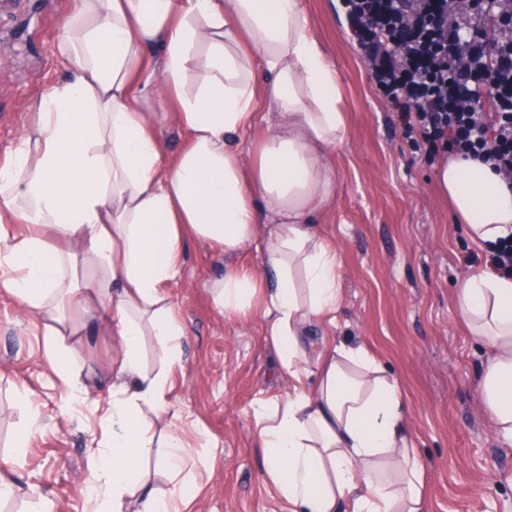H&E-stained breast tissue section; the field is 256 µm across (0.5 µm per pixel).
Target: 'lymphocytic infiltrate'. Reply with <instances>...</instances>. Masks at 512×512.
I'll list each match as a JSON object with an SVG mask.
<instances>
[{
    "mask_svg": "<svg viewBox=\"0 0 512 512\" xmlns=\"http://www.w3.org/2000/svg\"><path fill=\"white\" fill-rule=\"evenodd\" d=\"M382 0H349L360 46L374 80L395 105L408 134L426 155L448 153L489 163L512 183V65L484 76L497 105L478 115L462 100L471 92L481 55L440 18V0H406L386 12ZM403 46L389 50L390 40Z\"/></svg>",
    "mask_w": 512,
    "mask_h": 512,
    "instance_id": "1",
    "label": "lymphocytic infiltrate"
}]
</instances>
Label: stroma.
<instances>
[{"label":"stroma","mask_w":512,"mask_h":512,"mask_svg":"<svg viewBox=\"0 0 512 512\" xmlns=\"http://www.w3.org/2000/svg\"><path fill=\"white\" fill-rule=\"evenodd\" d=\"M72 0H0V158L18 143L48 85L72 77L58 54V23ZM312 31L339 74L348 135L329 149L336 197L315 215L337 251L341 300L330 339L365 344L398 386L409 445L425 463V512H512V441L499 436L481 393L488 350L455 304L471 274L489 269L488 248L457 224L433 179L435 159L417 151L370 75L342 0H304ZM216 247L189 241L183 276L168 302L185 334L182 359L167 366L155 336L142 340L146 370L167 369L156 434L182 431L179 475L143 462L148 489L178 486L182 512H288L267 482L252 415L256 401L284 393L288 375L264 334L263 309L230 318L215 302L223 277ZM75 342L71 374L84 400L66 406L52 370L49 328ZM120 354L100 314L76 305L59 319L26 311L0 288V479L15 492L0 512H29L37 494L50 512H91L101 408L112 400ZM25 448H18L19 436Z\"/></svg>","instance_id":"35a3bbf8"}]
</instances>
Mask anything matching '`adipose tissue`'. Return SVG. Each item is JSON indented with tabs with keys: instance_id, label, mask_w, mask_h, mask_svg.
I'll return each instance as SVG.
<instances>
[{
	"instance_id": "ef3b65f1",
	"label": "adipose tissue",
	"mask_w": 512,
	"mask_h": 512,
	"mask_svg": "<svg viewBox=\"0 0 512 512\" xmlns=\"http://www.w3.org/2000/svg\"><path fill=\"white\" fill-rule=\"evenodd\" d=\"M60 29L74 76L45 90L0 162V287L38 316L95 302L120 341L94 512H124L139 487L155 438L145 414L169 387L166 373L144 369L141 338L152 332L167 364L180 362L184 331L166 301L191 239L228 256L254 247L274 274L231 267L212 288L230 316L264 295L292 387L254 419L289 512H423L424 466L376 356L329 342L308 356L309 324L335 326L341 298L336 249L312 216L336 196L326 150L347 126L303 0H73ZM154 45L160 58L147 54ZM258 120L262 142L243 156L239 138ZM165 122L184 137L177 153L158 138ZM434 179L472 242L512 237V189L490 165L451 157ZM81 262L96 273L78 282ZM456 304L490 352L483 400L512 439V277L474 275Z\"/></svg>"
}]
</instances>
